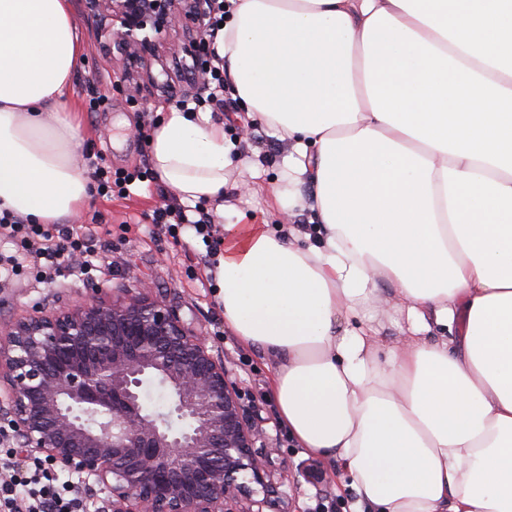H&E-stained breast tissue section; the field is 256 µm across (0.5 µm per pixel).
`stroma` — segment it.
Listing matches in <instances>:
<instances>
[{
  "instance_id": "1",
  "label": "stroma",
  "mask_w": 512,
  "mask_h": 512,
  "mask_svg": "<svg viewBox=\"0 0 512 512\" xmlns=\"http://www.w3.org/2000/svg\"><path fill=\"white\" fill-rule=\"evenodd\" d=\"M72 4L84 43L83 63L70 89V99L82 117L81 153L97 157L105 170L137 172L141 178L130 186L128 197L94 195L76 215L75 224H98L106 230L97 245L100 259L89 274L41 282L30 276L0 284V326L42 308L62 306L79 294L109 300L138 294L143 285H150L155 298L177 307L209 344L222 347L226 373L248 415L266 420V437L259 445L273 451L274 478L287 494L292 512H354L359 497L346 486L344 477L334 474L326 461L302 454L294 442L285 440L286 429L278 424L277 406L269 392L275 362L258 350L242 347L225 330L216 287L204 288L198 282L206 272L202 241L189 237L178 245L153 227L161 185L149 174L145 136L169 112L171 95L189 99L209 93L208 88L184 79L191 59L179 53L183 36L171 35L166 54L152 67L157 75L170 71L168 86L136 80L120 90L116 87L120 58L102 50L97 22L87 13L84 0H72ZM208 112L212 121L223 123L225 139L239 144L234 177L249 183L246 190L229 191L227 222L284 223L271 188L285 170L287 141L266 124L250 120L245 105L231 90L212 99ZM378 288L383 304L374 310L373 324L390 349L405 336L408 323L394 285L382 282Z\"/></svg>"
}]
</instances>
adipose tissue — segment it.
<instances>
[{"label":"adipose tissue","instance_id":"adipose-tissue-1","mask_svg":"<svg viewBox=\"0 0 512 512\" xmlns=\"http://www.w3.org/2000/svg\"><path fill=\"white\" fill-rule=\"evenodd\" d=\"M216 38L250 119L295 155L300 228L228 224L224 324L271 355L283 426L369 512H512V0H227ZM71 0H0V210L65 224L93 196L67 92ZM157 180L227 207L234 142L171 110ZM411 322L382 356L378 281ZM456 327L433 339L430 324Z\"/></svg>","mask_w":512,"mask_h":512}]
</instances>
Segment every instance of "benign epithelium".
<instances>
[{
	"label": "benign epithelium",
	"mask_w": 512,
	"mask_h": 512,
	"mask_svg": "<svg viewBox=\"0 0 512 512\" xmlns=\"http://www.w3.org/2000/svg\"><path fill=\"white\" fill-rule=\"evenodd\" d=\"M125 77L156 82L163 34L185 46L196 79L207 68L206 0H86ZM156 380L172 403L147 410ZM0 421L18 455L40 454L106 494L98 512H288L256 448L263 421L246 418L223 350L144 289L128 300L80 296L0 329Z\"/></svg>",
	"instance_id": "1"
}]
</instances>
